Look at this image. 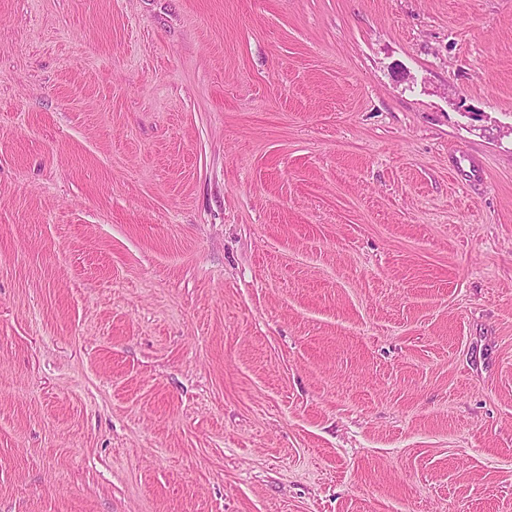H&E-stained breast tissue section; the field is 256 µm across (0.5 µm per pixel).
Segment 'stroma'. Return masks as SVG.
I'll use <instances>...</instances> for the list:
<instances>
[{
	"label": "stroma",
	"mask_w": 512,
	"mask_h": 512,
	"mask_svg": "<svg viewBox=\"0 0 512 512\" xmlns=\"http://www.w3.org/2000/svg\"><path fill=\"white\" fill-rule=\"evenodd\" d=\"M0 512H512V0H0Z\"/></svg>",
	"instance_id": "1"
}]
</instances>
